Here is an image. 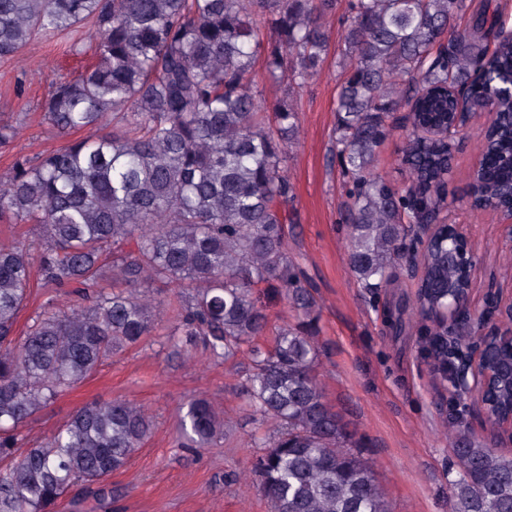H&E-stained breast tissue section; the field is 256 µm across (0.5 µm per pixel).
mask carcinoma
<instances>
[{
    "mask_svg": "<svg viewBox=\"0 0 512 512\" xmlns=\"http://www.w3.org/2000/svg\"><path fill=\"white\" fill-rule=\"evenodd\" d=\"M338 0H0V58L35 39L69 38V51L95 43L94 62L51 83L41 102L55 135H86L37 161L20 157L0 185V218L39 225L41 241L0 246V512H51L73 488L82 504L120 496L103 482L129 463L150 431L122 400L89 401L43 442L17 453L22 426L96 373L116 351L155 327L142 291L177 289L170 306L188 351L202 342L214 362L239 353L252 370L241 388L250 415L276 425L251 436L260 489L272 512H388L371 466L351 451L342 417L315 374L319 320L312 289L288 253L293 185L285 174L297 112L265 107L252 92L256 65L273 80L302 84L323 65L322 19ZM339 52L344 79L336 98V158L348 178V262L372 293L391 284L417 200L430 214L448 208L444 186L455 144L437 129L457 111L497 113L481 131L485 166L473 174L472 208L512 206V27L488 0H348ZM413 129L401 164L411 186L376 172L387 123L401 105ZM112 125L109 132L102 131ZM415 305L454 303L467 286L460 245L427 249ZM68 307L47 301L15 337L33 266ZM112 279V290L99 281ZM275 288L295 323L273 332L265 291ZM406 303L389 310L400 333ZM439 337L433 359L448 360ZM224 424L210 401L186 403L183 447L202 448ZM460 471L449 512H512V457L460 430Z\"/></svg>",
    "mask_w": 512,
    "mask_h": 512,
    "instance_id": "obj_1",
    "label": "carcinoma"
}]
</instances>
